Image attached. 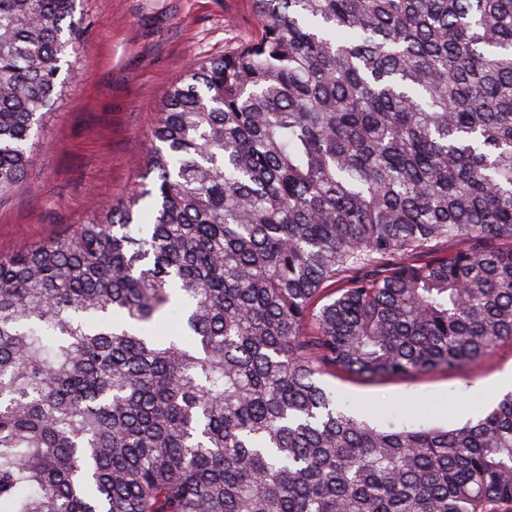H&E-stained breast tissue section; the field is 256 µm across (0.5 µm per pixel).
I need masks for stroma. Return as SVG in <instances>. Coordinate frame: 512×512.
<instances>
[{
  "instance_id": "stroma-1",
  "label": "stroma",
  "mask_w": 512,
  "mask_h": 512,
  "mask_svg": "<svg viewBox=\"0 0 512 512\" xmlns=\"http://www.w3.org/2000/svg\"><path fill=\"white\" fill-rule=\"evenodd\" d=\"M87 24L70 86L42 119L23 184L0 198V255L67 235L139 182L150 132L190 62L223 56L258 32L249 0H79ZM512 370V340L479 362L411 378L320 381L346 408L384 428H453L492 409Z\"/></svg>"
}]
</instances>
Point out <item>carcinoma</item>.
Listing matches in <instances>:
<instances>
[{
  "label": "carcinoma",
  "instance_id": "carcinoma-1",
  "mask_svg": "<svg viewBox=\"0 0 512 512\" xmlns=\"http://www.w3.org/2000/svg\"><path fill=\"white\" fill-rule=\"evenodd\" d=\"M76 2L0 0V196ZM251 5L138 187L0 258V512H512V393L379 429L320 382L512 339V0Z\"/></svg>",
  "mask_w": 512,
  "mask_h": 512
}]
</instances>
